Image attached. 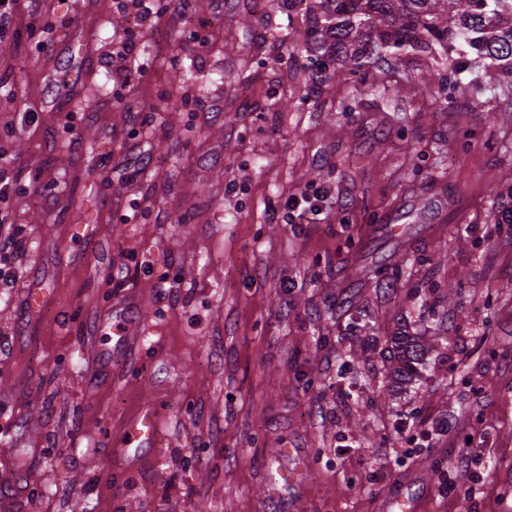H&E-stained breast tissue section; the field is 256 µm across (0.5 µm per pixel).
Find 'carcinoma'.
I'll return each mask as SVG.
<instances>
[{
	"label": "carcinoma",
	"mask_w": 512,
	"mask_h": 512,
	"mask_svg": "<svg viewBox=\"0 0 512 512\" xmlns=\"http://www.w3.org/2000/svg\"><path fill=\"white\" fill-rule=\"evenodd\" d=\"M305 12V41L316 50L329 47L353 70L381 62L392 67L404 49L439 47L498 74L499 81L476 87L487 103L501 82H512V0H316ZM423 351L409 336L394 337V378H411Z\"/></svg>",
	"instance_id": "cac0c4a2"
}]
</instances>
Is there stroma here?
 <instances>
[{
    "label": "stroma",
    "instance_id": "obj_1",
    "mask_svg": "<svg viewBox=\"0 0 512 512\" xmlns=\"http://www.w3.org/2000/svg\"><path fill=\"white\" fill-rule=\"evenodd\" d=\"M38 7L0 43V218L25 240L0 287V502L19 485L41 491L19 512H385L411 494L512 512V84L478 111L493 71L448 77L438 50L330 61L310 90L308 17L282 0L166 11L116 84L113 0ZM63 15L39 51L30 27ZM141 148L156 165L128 179ZM319 189L324 220L274 218ZM31 287L50 304L31 310ZM127 306L128 353L102 365ZM401 331L430 351L394 388ZM147 399L155 451L108 460ZM272 466L301 476L268 492Z\"/></svg>",
    "mask_w": 512,
    "mask_h": 512
}]
</instances>
